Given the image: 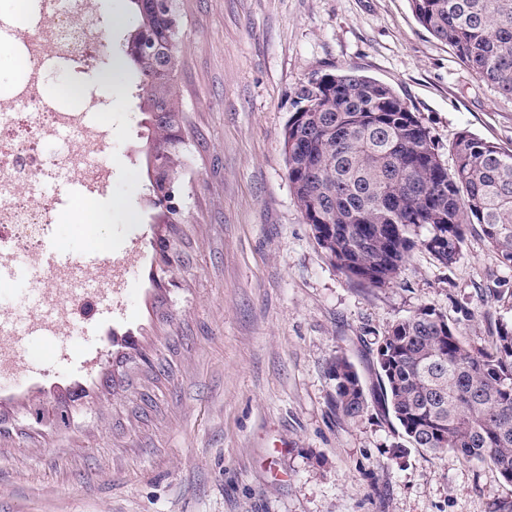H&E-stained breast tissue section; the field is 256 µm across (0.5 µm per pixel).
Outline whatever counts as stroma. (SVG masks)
Here are the masks:
<instances>
[{
  "instance_id": "1",
  "label": "stroma",
  "mask_w": 512,
  "mask_h": 512,
  "mask_svg": "<svg viewBox=\"0 0 512 512\" xmlns=\"http://www.w3.org/2000/svg\"><path fill=\"white\" fill-rule=\"evenodd\" d=\"M177 74L188 134L180 152L177 287L156 268L129 282L124 317L102 344L83 398L60 378L50 337L29 359L52 381L0 393V512H512V483L456 453L404 444L375 393L373 341L428 308L472 346L512 324V281L480 230L452 266L414 251L384 285L329 263L288 180L283 131L300 84L351 70L393 87L440 154L461 132L512 150V98L481 81L416 21L410 0H182ZM131 0H98V66L124 61ZM138 77L105 86L112 180L99 197L111 223L79 232L77 202L48 235L74 256L124 259L154 220ZM345 356L366 393L363 416L336 414L330 360ZM38 401L47 414L29 419ZM70 413L60 428L51 416Z\"/></svg>"
}]
</instances>
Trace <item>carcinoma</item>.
I'll list each match as a JSON object with an SVG mask.
<instances>
[{
	"label": "carcinoma",
	"mask_w": 512,
	"mask_h": 512,
	"mask_svg": "<svg viewBox=\"0 0 512 512\" xmlns=\"http://www.w3.org/2000/svg\"><path fill=\"white\" fill-rule=\"evenodd\" d=\"M131 0L136 23L125 55L139 74L149 116L153 166L176 176L173 142L185 131L177 73L180 0ZM418 23L448 45L486 84L512 97V0H410ZM283 139L294 197L331 265L348 279L379 286L410 254L424 250L449 267L466 231L478 225L512 268V150L460 133L448 168L414 112L387 84L353 72L300 85ZM158 224L184 222L181 211L147 199ZM378 404L401 435L427 453L452 451L491 464L512 483V327L496 328L488 348L464 342L432 309L393 323L375 339ZM336 413L357 419L367 408L360 376L337 355L328 365Z\"/></svg>",
	"instance_id": "cac0c4a2"
}]
</instances>
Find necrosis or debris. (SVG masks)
Returning a JSON list of instances; mask_svg holds the SVG:
<instances>
[{"instance_id": "necrosis-or-debris-1", "label": "necrosis or debris", "mask_w": 512, "mask_h": 512, "mask_svg": "<svg viewBox=\"0 0 512 512\" xmlns=\"http://www.w3.org/2000/svg\"><path fill=\"white\" fill-rule=\"evenodd\" d=\"M35 24L5 26L7 42L19 48L23 79L10 96L0 95V260L34 259L43 246L42 231L56 212L41 186L66 182L89 195L108 184L105 160L112 142L104 127L91 122L110 109L99 82L83 91L77 110L54 106L45 94L50 62L58 57L88 67L102 42L100 26L88 16L87 0H39ZM75 136L71 150L46 158L43 149L61 131Z\"/></svg>"}]
</instances>
